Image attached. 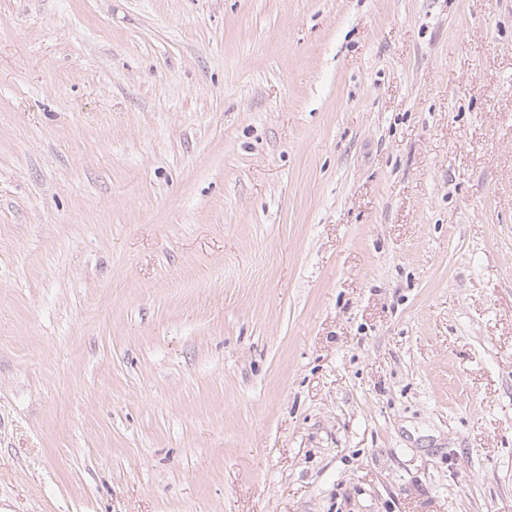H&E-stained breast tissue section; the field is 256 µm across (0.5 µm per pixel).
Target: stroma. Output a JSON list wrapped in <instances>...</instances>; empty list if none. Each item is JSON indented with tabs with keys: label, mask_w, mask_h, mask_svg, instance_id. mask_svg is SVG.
Instances as JSON below:
<instances>
[{
	"label": "stroma",
	"mask_w": 512,
	"mask_h": 512,
	"mask_svg": "<svg viewBox=\"0 0 512 512\" xmlns=\"http://www.w3.org/2000/svg\"><path fill=\"white\" fill-rule=\"evenodd\" d=\"M0 512H512V0H0Z\"/></svg>",
	"instance_id": "stroma-1"
}]
</instances>
